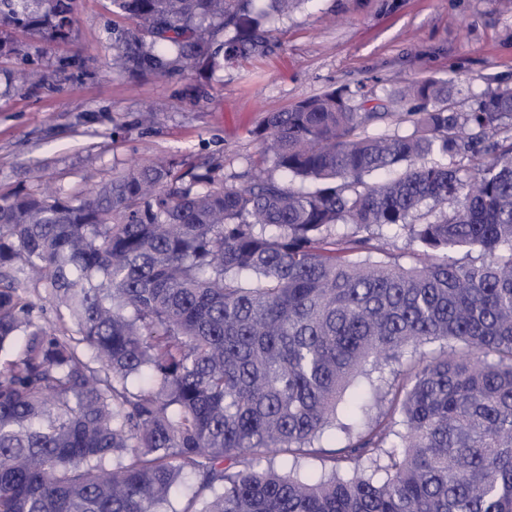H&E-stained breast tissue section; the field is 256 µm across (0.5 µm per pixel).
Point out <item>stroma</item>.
Returning a JSON list of instances; mask_svg holds the SVG:
<instances>
[{
    "label": "stroma",
    "mask_w": 512,
    "mask_h": 512,
    "mask_svg": "<svg viewBox=\"0 0 512 512\" xmlns=\"http://www.w3.org/2000/svg\"><path fill=\"white\" fill-rule=\"evenodd\" d=\"M72 17L64 39L0 25L12 47L0 54V196L47 179L73 194L158 156L241 174L267 113L332 88L369 98L434 78L463 112L512 88V0H303L276 23L270 56L212 74L114 71L111 0H73Z\"/></svg>",
    "instance_id": "35a3bbf8"
}]
</instances>
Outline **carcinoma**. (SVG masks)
Instances as JSON below:
<instances>
[{
    "label": "carcinoma",
    "instance_id": "carcinoma-1",
    "mask_svg": "<svg viewBox=\"0 0 512 512\" xmlns=\"http://www.w3.org/2000/svg\"><path fill=\"white\" fill-rule=\"evenodd\" d=\"M252 2L112 0L135 22L112 67L264 56L298 0ZM0 22L65 38L70 0H0ZM447 102L429 79L270 112L280 176L244 185L172 158L1 198L0 512H512V90ZM333 431L330 472L302 475Z\"/></svg>",
    "mask_w": 512,
    "mask_h": 512
}]
</instances>
